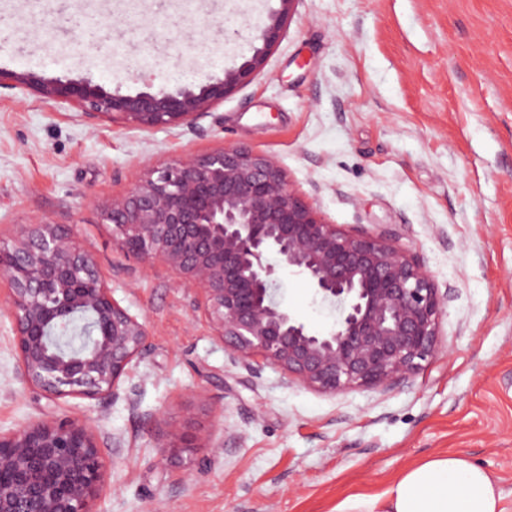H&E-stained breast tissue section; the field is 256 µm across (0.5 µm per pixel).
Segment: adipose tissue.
<instances>
[{
    "mask_svg": "<svg viewBox=\"0 0 512 512\" xmlns=\"http://www.w3.org/2000/svg\"><path fill=\"white\" fill-rule=\"evenodd\" d=\"M497 481L456 456H435L408 466L385 491L356 495L335 512H505Z\"/></svg>",
    "mask_w": 512,
    "mask_h": 512,
    "instance_id": "ef3b65f1",
    "label": "adipose tissue"
}]
</instances>
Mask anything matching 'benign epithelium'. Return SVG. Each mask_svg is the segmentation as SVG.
<instances>
[{
	"instance_id": "7a95c632",
	"label": "benign epithelium",
	"mask_w": 512,
	"mask_h": 512,
	"mask_svg": "<svg viewBox=\"0 0 512 512\" xmlns=\"http://www.w3.org/2000/svg\"><path fill=\"white\" fill-rule=\"evenodd\" d=\"M296 2L279 0L257 27L262 47L197 91L123 95L90 80L3 69L0 88L142 130L192 129L264 68ZM99 208L115 249L162 264L194 291L232 361L256 375L276 367L303 387L335 395L406 380L441 349L447 296L424 265L391 238L327 222L271 155L243 146L187 154L144 170ZM269 255L336 305L339 317L329 331H311L277 299ZM0 278L10 285L5 304L27 384L50 399L117 396L146 349L148 322L113 297L72 229L42 219L0 240ZM82 314L94 326L90 351L54 353L48 337L75 327ZM158 447L181 456L201 444L170 424ZM105 469L102 446L80 419L47 416L0 430V512H98Z\"/></svg>"
}]
</instances>
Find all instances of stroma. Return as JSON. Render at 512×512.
Here are the masks:
<instances>
[{
    "instance_id": "obj_1",
    "label": "stroma",
    "mask_w": 512,
    "mask_h": 512,
    "mask_svg": "<svg viewBox=\"0 0 512 512\" xmlns=\"http://www.w3.org/2000/svg\"><path fill=\"white\" fill-rule=\"evenodd\" d=\"M278 5L0 0L13 27L0 67L173 92L249 58ZM227 145L275 156L329 223L409 248L448 294L442 353L407 382L336 396L271 366L255 377L192 291L113 248L99 202L145 168ZM41 218L69 226L114 298L149 322L118 398L52 400L24 381L0 308V429L88 422L106 457L101 512H333L448 452L494 476L512 512V0H299L264 70L193 129L147 132L2 88L0 239ZM278 277L313 332L333 327L302 277ZM168 421L203 449L164 456Z\"/></svg>"
}]
</instances>
